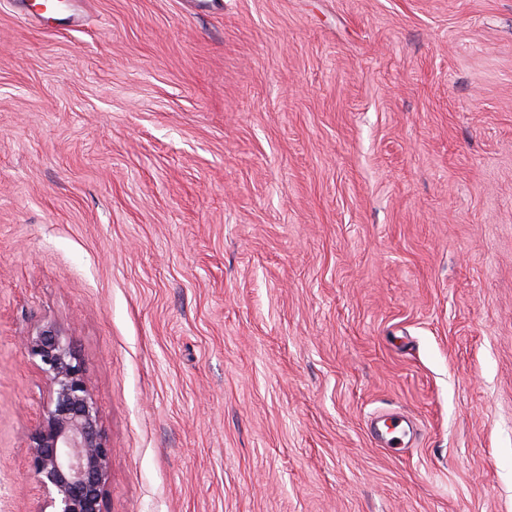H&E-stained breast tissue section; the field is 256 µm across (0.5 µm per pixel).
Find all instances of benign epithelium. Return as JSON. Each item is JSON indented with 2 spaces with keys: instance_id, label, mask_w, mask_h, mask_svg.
<instances>
[{
  "instance_id": "1",
  "label": "benign epithelium",
  "mask_w": 512,
  "mask_h": 512,
  "mask_svg": "<svg viewBox=\"0 0 512 512\" xmlns=\"http://www.w3.org/2000/svg\"><path fill=\"white\" fill-rule=\"evenodd\" d=\"M26 349L48 385L28 457L44 493L41 512H104L112 449L105 442L84 366L71 341L51 324L28 335Z\"/></svg>"
}]
</instances>
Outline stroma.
<instances>
[{"mask_svg": "<svg viewBox=\"0 0 512 512\" xmlns=\"http://www.w3.org/2000/svg\"><path fill=\"white\" fill-rule=\"evenodd\" d=\"M184 2L0 0V512L48 323L105 512H512V0Z\"/></svg>", "mask_w": 512, "mask_h": 512, "instance_id": "stroma-1", "label": "stroma"}]
</instances>
